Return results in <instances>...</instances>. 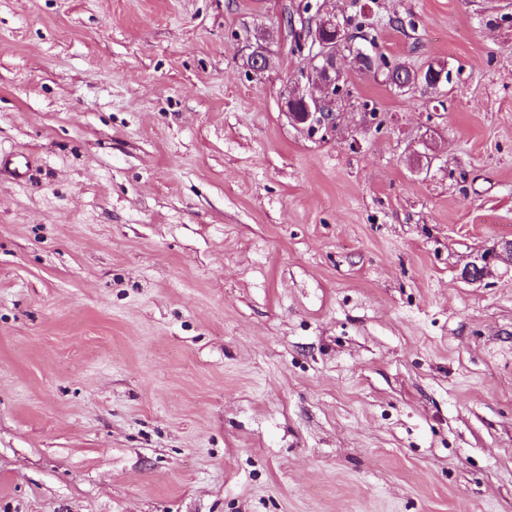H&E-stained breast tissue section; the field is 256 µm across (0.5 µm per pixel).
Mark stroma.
<instances>
[{
	"instance_id": "35a3bbf8",
	"label": "stroma",
	"mask_w": 512,
	"mask_h": 512,
	"mask_svg": "<svg viewBox=\"0 0 512 512\" xmlns=\"http://www.w3.org/2000/svg\"><path fill=\"white\" fill-rule=\"evenodd\" d=\"M0 154V512H512V0H0ZM315 26L317 30L315 31ZM311 34L305 31L300 40V48L308 45L311 52V65L316 74L320 94H300L296 89L289 87L283 93L285 107L288 114L298 124H306L312 130L325 128L333 129L336 126L338 112L336 110V97L342 92L340 82L343 78L342 69L338 66L339 50L336 48L337 39L343 36V24L337 18L332 9L318 12L311 21ZM325 34H336V38L328 41L324 39ZM315 49V52L313 53ZM311 66V68H312ZM288 103L294 106L300 103L301 106L289 109ZM394 71L396 73V77H392L388 79L389 69L381 72L385 74L383 79L386 83H388L394 89L406 92L410 89H413L412 84H415L417 79L418 70H412L405 65L402 64H394ZM506 261L512 263V242L503 245L502 252L489 257H481V263H472L465 271V276L472 281L484 278L492 261Z\"/></svg>"
}]
</instances>
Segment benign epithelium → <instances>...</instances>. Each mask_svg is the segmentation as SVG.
<instances>
[{"mask_svg": "<svg viewBox=\"0 0 512 512\" xmlns=\"http://www.w3.org/2000/svg\"><path fill=\"white\" fill-rule=\"evenodd\" d=\"M315 30L311 31L308 39L300 40V48H308L312 52L311 65L316 74L320 94H301L296 89H285V103L292 105L288 114L298 124H306L312 130L336 127L339 113L336 112V97L342 92L340 82L343 78L342 69L338 66L339 50L332 42L324 39L327 34H334L340 39L343 36V24L336 13L328 9L320 12L311 21ZM512 263V242L503 245L502 252L481 258V263L471 264L465 271V276L472 281L484 278L492 261Z\"/></svg>", "mask_w": 512, "mask_h": 512, "instance_id": "benign-epithelium-1", "label": "benign epithelium"}]
</instances>
